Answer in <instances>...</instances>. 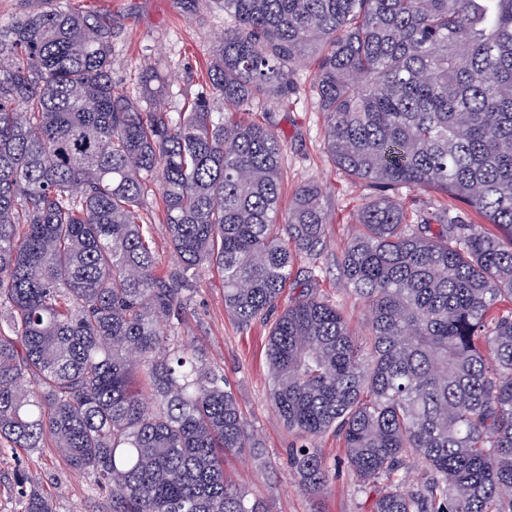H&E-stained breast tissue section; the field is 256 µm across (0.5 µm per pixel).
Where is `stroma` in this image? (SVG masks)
I'll list each match as a JSON object with an SVG mask.
<instances>
[{
    "mask_svg": "<svg viewBox=\"0 0 512 512\" xmlns=\"http://www.w3.org/2000/svg\"><path fill=\"white\" fill-rule=\"evenodd\" d=\"M109 17L112 39V81L133 97L145 96L140 81L144 67L162 70L169 77L163 88L167 109L179 111L186 96L205 87V73L213 51L232 20L223 10L201 0L187 10L184 0H73ZM315 67L297 68V91L287 105L273 104L255 119L279 136L283 145L282 207H289L295 190L306 183L321 184L327 195L331 222L327 246L316 262L300 260L286 298H295L306 281H313L323 299L336 304L356 336L368 332L369 308L356 298L340 265L344 246L353 231L357 209L372 195L364 182L339 171L324 147L325 117L312 92ZM186 332L195 337L206 359L223 369L246 426L261 443L262 460L227 457L225 469L250 496L265 500L270 512H369L374 498L345 462L340 436L327 432L314 446L326 462L329 479L320 492L309 494L299 485L288 464L289 449L302 443L288 431L273 409L266 366L268 323L242 329L224 311V288L217 270H202L195 285ZM48 492L55 512H107L111 496L96 489L95 477L78 473L52 448L30 451L0 450V512H17L16 468Z\"/></svg>",
    "mask_w": 512,
    "mask_h": 512,
    "instance_id": "1",
    "label": "stroma"
}]
</instances>
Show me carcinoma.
<instances>
[{
    "instance_id": "carcinoma-1",
    "label": "carcinoma",
    "mask_w": 512,
    "mask_h": 512,
    "mask_svg": "<svg viewBox=\"0 0 512 512\" xmlns=\"http://www.w3.org/2000/svg\"><path fill=\"white\" fill-rule=\"evenodd\" d=\"M212 2L235 25L180 112L112 82L110 18L46 0L0 31V447L56 449L109 512H269L224 470L256 449L224 373L180 339L213 267L239 327L277 313L275 412L339 433L370 512H512V0ZM312 55L327 153L374 189L340 262L363 342L311 286L279 308L328 210L316 183L281 210L282 144L249 114L288 103ZM402 187L451 201L437 231ZM290 463L326 484L316 449ZM14 483L20 512H53Z\"/></svg>"
}]
</instances>
